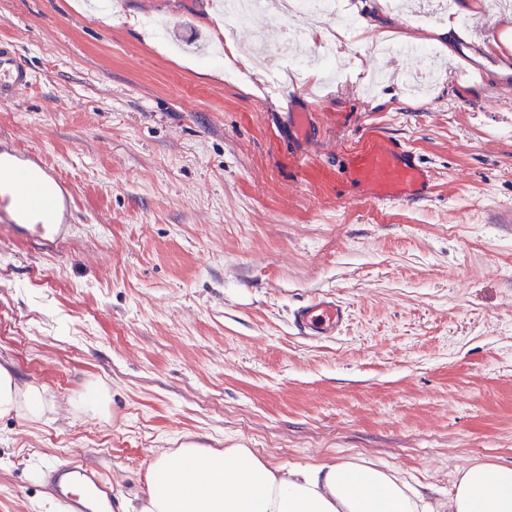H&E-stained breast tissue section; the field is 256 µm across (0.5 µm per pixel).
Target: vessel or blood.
<instances>
[{
	"label": "vessel or blood",
	"instance_id": "1",
	"mask_svg": "<svg viewBox=\"0 0 512 512\" xmlns=\"http://www.w3.org/2000/svg\"><path fill=\"white\" fill-rule=\"evenodd\" d=\"M32 83L27 63L0 50V103L12 101ZM8 173L11 186L0 192V222L18 226L41 245L52 247L64 237L76 190L32 149L12 144L0 146V174ZM341 177L358 183L369 200L414 203L433 189L430 170L408 151L375 137L360 151L349 154ZM347 311L328 296L314 297L293 313L299 334L314 337L338 335ZM42 482L65 512H120V497L101 473L78 462L59 463L46 469Z\"/></svg>",
	"mask_w": 512,
	"mask_h": 512
}]
</instances>
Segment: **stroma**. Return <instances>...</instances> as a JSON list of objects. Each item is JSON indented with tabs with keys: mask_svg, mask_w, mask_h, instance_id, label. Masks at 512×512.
I'll list each match as a JSON object with an SVG mask.
<instances>
[{
	"mask_svg": "<svg viewBox=\"0 0 512 512\" xmlns=\"http://www.w3.org/2000/svg\"><path fill=\"white\" fill-rule=\"evenodd\" d=\"M215 0H0V44L33 83L0 105V142L73 183L49 250L0 223V363L43 388L40 420L0 417V512H33L53 462L99 468L126 505L157 449L254 448L282 465L379 460L448 496L465 461L512 466V52L468 87L435 49L422 96L366 37L340 80L300 83L272 52L281 16L225 29ZM233 40L259 76L224 80ZM312 113L316 139L288 133ZM373 135L434 173L385 206L337 179ZM319 295L342 332L297 333ZM105 386L104 414L78 405ZM288 125L291 131H295L301 142L312 140L314 136L311 113L289 112Z\"/></svg>",
	"mask_w": 512,
	"mask_h": 512,
	"instance_id": "obj_1",
	"label": "stroma"
}]
</instances>
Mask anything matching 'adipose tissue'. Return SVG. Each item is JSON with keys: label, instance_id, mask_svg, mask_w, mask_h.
Listing matches in <instances>:
<instances>
[{"label": "adipose tissue", "instance_id": "ef3b65f1", "mask_svg": "<svg viewBox=\"0 0 512 512\" xmlns=\"http://www.w3.org/2000/svg\"><path fill=\"white\" fill-rule=\"evenodd\" d=\"M42 389L22 385L0 365V416L41 418ZM146 493L132 512H512V467L468 462L447 499L366 458L314 465H273L250 448L193 443L155 453Z\"/></svg>", "mask_w": 512, "mask_h": 512}]
</instances>
